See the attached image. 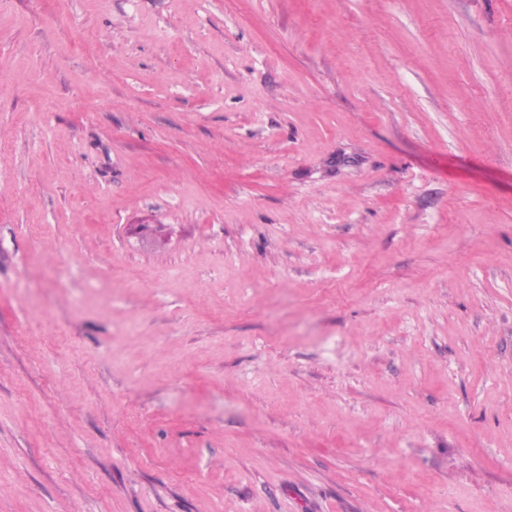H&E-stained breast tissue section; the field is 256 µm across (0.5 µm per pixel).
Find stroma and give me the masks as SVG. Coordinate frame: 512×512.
<instances>
[{"label":"stroma","mask_w":512,"mask_h":512,"mask_svg":"<svg viewBox=\"0 0 512 512\" xmlns=\"http://www.w3.org/2000/svg\"><path fill=\"white\" fill-rule=\"evenodd\" d=\"M0 512H512V0H0Z\"/></svg>","instance_id":"obj_1"}]
</instances>
